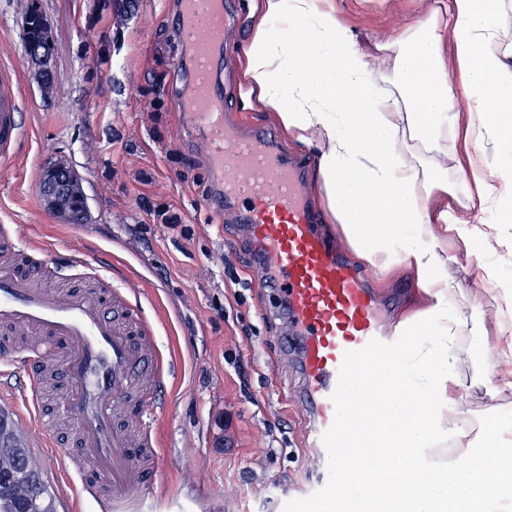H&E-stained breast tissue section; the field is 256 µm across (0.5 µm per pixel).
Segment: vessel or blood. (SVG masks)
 <instances>
[{
    "mask_svg": "<svg viewBox=\"0 0 512 512\" xmlns=\"http://www.w3.org/2000/svg\"><path fill=\"white\" fill-rule=\"evenodd\" d=\"M227 0H181L177 36L186 51L183 111L212 169L213 217L233 208L250 225L259 261L299 336L300 369L312 409L311 440L323 450L326 479L295 512H329L356 455L353 439L387 383L382 370L400 345L381 328L368 278L319 233L306 193V159L284 154L275 135L241 132L227 120L235 94L220 69ZM22 99L15 63L0 64V161H13ZM56 274L47 248L23 244L16 225L0 226V445L46 448L34 467L56 464L76 476L70 507L149 512L162 478L147 423L162 404L164 370L156 336L117 290L39 286L18 265Z\"/></svg>",
    "mask_w": 512,
    "mask_h": 512,
    "instance_id": "b4317fda",
    "label": "vessel or blood"
}]
</instances>
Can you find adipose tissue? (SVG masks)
<instances>
[{
  "mask_svg": "<svg viewBox=\"0 0 512 512\" xmlns=\"http://www.w3.org/2000/svg\"><path fill=\"white\" fill-rule=\"evenodd\" d=\"M242 46L250 104L314 148L321 204L366 266L410 269L419 311L334 512H485L512 502V412L461 408L467 350L496 347L484 382L512 392V285L481 265L494 331L461 305L449 248L512 257V0H443L358 46L331 0H256ZM273 18L284 19L279 28Z\"/></svg>",
  "mask_w": 512,
  "mask_h": 512,
  "instance_id": "obj_1",
  "label": "adipose tissue"
}]
</instances>
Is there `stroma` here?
<instances>
[{
    "label": "stroma",
    "mask_w": 512,
    "mask_h": 512,
    "mask_svg": "<svg viewBox=\"0 0 512 512\" xmlns=\"http://www.w3.org/2000/svg\"><path fill=\"white\" fill-rule=\"evenodd\" d=\"M361 48L423 18L432 0H333ZM36 6L48 24L53 86L43 90L22 40ZM178 0H0V59L14 61L24 100L12 164L0 167V224L48 245L60 276L79 284L74 251L103 256L117 289L135 290L156 332L167 375L154 420L166 462L156 512H291L322 480L306 445L311 410L299 356L285 350L287 321L248 225L233 211L212 223L204 199L210 166L182 124L185 53L173 19ZM61 161L79 176L88 214L72 229L43 202L44 167ZM181 224H162V214ZM369 286L387 329L417 308L410 271ZM484 355L461 364L464 403L490 399Z\"/></svg>",
    "instance_id": "1"
}]
</instances>
